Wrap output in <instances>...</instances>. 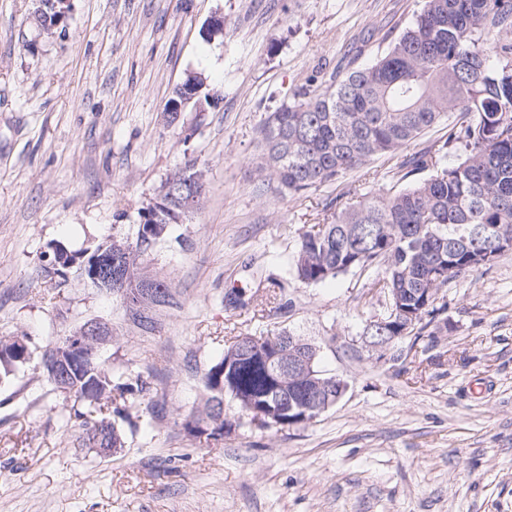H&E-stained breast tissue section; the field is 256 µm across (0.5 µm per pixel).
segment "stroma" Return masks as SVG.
<instances>
[{
    "label": "stroma",
    "instance_id": "stroma-1",
    "mask_svg": "<svg viewBox=\"0 0 512 512\" xmlns=\"http://www.w3.org/2000/svg\"><path fill=\"white\" fill-rule=\"evenodd\" d=\"M36 0H0V337L23 336L26 364L0 379V512H512V251L439 289L419 337L375 351L367 322L388 300L372 272L306 286L284 261L339 205L397 186L409 157L446 148L452 121L340 181L278 200L254 174L267 112L315 74L366 65L423 0H72L54 35ZM224 18L210 39L211 16ZM204 73V111L169 125L176 84ZM205 169L198 212L150 260L178 304L143 336L119 299L74 278L42 286L41 254L131 233L139 210L187 159ZM93 318L115 372L153 369L158 405L131 409L102 456L38 362ZM287 330L319 350L347 390L310 424L243 425L219 441L184 428L201 377L229 337Z\"/></svg>",
    "mask_w": 512,
    "mask_h": 512
}]
</instances>
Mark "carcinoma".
<instances>
[{"instance_id":"1","label":"carcinoma","mask_w":512,"mask_h":512,"mask_svg":"<svg viewBox=\"0 0 512 512\" xmlns=\"http://www.w3.org/2000/svg\"><path fill=\"white\" fill-rule=\"evenodd\" d=\"M44 0L36 20L39 30L57 22L53 5ZM512 0H425L412 23L390 41L375 62L335 73L320 83L298 89L268 113L261 128V152L255 172L261 184L280 197L302 194L334 183L374 157L392 155L450 112L457 113L456 138L464 142L461 161L449 167L424 153L403 163L399 180L433 166L436 172L393 192L378 190L355 205L339 209L326 224H315L299 236L286 264L293 277L317 285L350 271L372 270L371 286L381 285L398 313L386 317L384 336H394L432 315L439 288L487 265L480 257L489 249L480 237L491 224L512 238ZM145 223L132 236L112 238L127 245L129 255H109L111 241L70 250L56 244L43 255L44 284L61 291L70 275L94 288L96 266L112 257V294L120 301L139 299L150 288L160 298L125 318L142 336L154 334L161 311L177 305L171 286L145 265V259L170 236V212L149 202L139 211ZM9 363L31 358L28 346L4 349ZM311 360L317 380L332 377L319 370V351L311 343L295 346L283 330L270 336L239 335L202 376L207 394L202 409L184 428L193 436L224 438L242 420L259 413L277 428L304 423L314 402L334 406L336 388L321 398L311 384L292 381L282 367L288 355ZM56 344L41 356L43 373L63 399L83 402L78 413L85 444L103 455L124 447L116 421L92 413L114 405L113 415L128 419L119 402L152 403L157 377L150 370L129 367L109 371L94 352L75 361L68 378H57ZM230 400L240 416L230 419L221 405Z\"/></svg>"}]
</instances>
